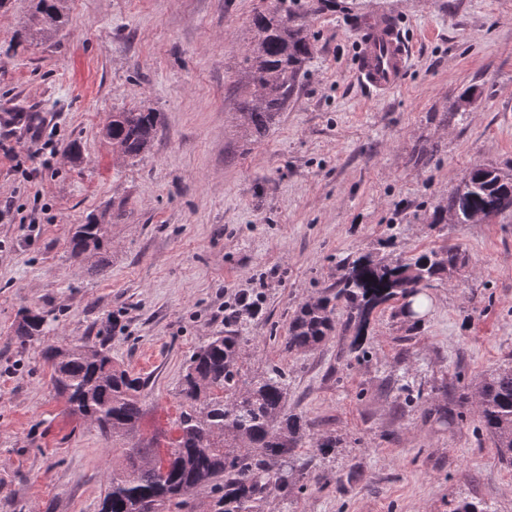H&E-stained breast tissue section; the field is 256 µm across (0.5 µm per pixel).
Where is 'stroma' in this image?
Wrapping results in <instances>:
<instances>
[{
    "mask_svg": "<svg viewBox=\"0 0 512 512\" xmlns=\"http://www.w3.org/2000/svg\"><path fill=\"white\" fill-rule=\"evenodd\" d=\"M276 3L66 0V27L23 47L32 0L0 8V133L30 152L17 118L35 112L60 152L27 181L0 154V209L40 218L0 223V512H98L120 460L69 414L40 346L15 340L25 308L50 313L45 343L104 345L147 378L145 445L175 436L182 375L212 337L241 338L247 378L279 368L307 431L300 470L268 487L264 512H512V464L477 416L483 381L512 366V212L432 221L473 167L512 175V0H298L313 52L276 123L248 139L240 60L254 15ZM384 16L412 53L378 97L353 70L357 39ZM127 109L160 114L132 161L102 133ZM92 217L111 240L96 274L67 244ZM448 245L464 261L426 288L422 316L393 299L356 347L340 308L325 343L286 350L294 312L343 259L391 264ZM243 288L262 293L261 314L225 322Z\"/></svg>",
    "mask_w": 512,
    "mask_h": 512,
    "instance_id": "obj_1",
    "label": "stroma"
}]
</instances>
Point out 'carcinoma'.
Instances as JSON below:
<instances>
[{"mask_svg": "<svg viewBox=\"0 0 512 512\" xmlns=\"http://www.w3.org/2000/svg\"><path fill=\"white\" fill-rule=\"evenodd\" d=\"M66 22L62 0H38L19 39L46 42ZM252 24L254 34L241 70L251 92L238 119L246 132L260 137L287 106L313 45L280 10L259 12ZM158 124L157 112H114L105 136L121 156L135 159L151 147ZM466 179L472 189L450 193L432 223H442L450 212L466 222L478 212L512 211V179L497 180L488 166L473 168ZM108 244L106 225L95 220L78 224L69 239L70 258L82 262ZM460 256L459 247L449 246L395 265L367 256L349 261L329 294L298 308L288 325V349H313L331 336L340 303L354 324V344L361 345L375 309L397 296L422 294ZM47 322L46 312L25 309L14 330L16 340L22 345L41 341ZM240 351L236 336H216L193 351L178 392L182 410L177 437L162 452L138 442L121 448L122 462L106 476L98 512H178L205 488L218 493L213 512H258L268 486H288L289 475L297 469L295 449L306 435V421L286 409L287 384L279 370L273 368L250 382L242 379ZM42 358L52 369L55 388L67 396L69 414L93 423L106 437L135 438L144 415L141 377L115 363L102 346L48 345ZM478 415L501 457L511 461V367L484 382Z\"/></svg>", "mask_w": 512, "mask_h": 512, "instance_id": "carcinoma-1", "label": "carcinoma"}]
</instances>
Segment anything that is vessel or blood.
I'll return each mask as SVG.
<instances>
[{
	"instance_id": "b4317fda",
	"label": "vessel or blood",
	"mask_w": 512,
	"mask_h": 512,
	"mask_svg": "<svg viewBox=\"0 0 512 512\" xmlns=\"http://www.w3.org/2000/svg\"><path fill=\"white\" fill-rule=\"evenodd\" d=\"M410 46L398 23L381 17L358 41L355 78L372 92L384 95L401 82L409 63Z\"/></svg>"
}]
</instances>
